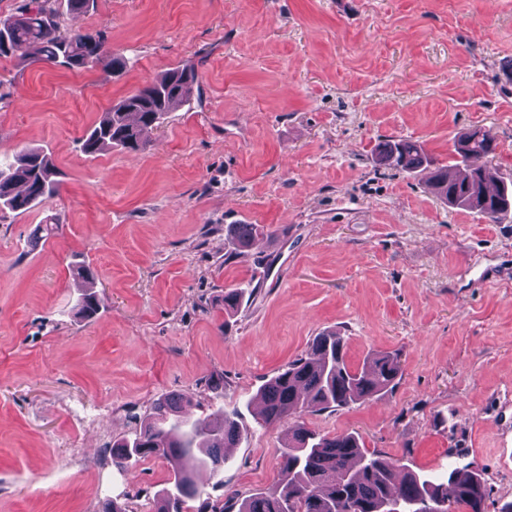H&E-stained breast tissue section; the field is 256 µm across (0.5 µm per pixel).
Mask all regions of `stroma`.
<instances>
[{
    "label": "stroma",
    "mask_w": 512,
    "mask_h": 512,
    "mask_svg": "<svg viewBox=\"0 0 512 512\" xmlns=\"http://www.w3.org/2000/svg\"><path fill=\"white\" fill-rule=\"evenodd\" d=\"M59 21L132 62L108 79L0 57V157L38 147L60 172L56 196L0 215V512L108 497L153 512L171 464L127 472L105 451L167 395L194 418L242 406L223 485L196 475L237 512L272 485L293 426L245 403L327 330L350 366L388 351L401 377L307 427L419 474L478 471L486 512L512 502V276L483 279L512 273V218L376 161L405 138L444 164L455 136L488 128L482 163L512 179V0H93ZM183 65L200 93L145 150L82 153L103 112ZM234 224L277 234L241 251Z\"/></svg>",
    "instance_id": "35a3bbf8"
}]
</instances>
